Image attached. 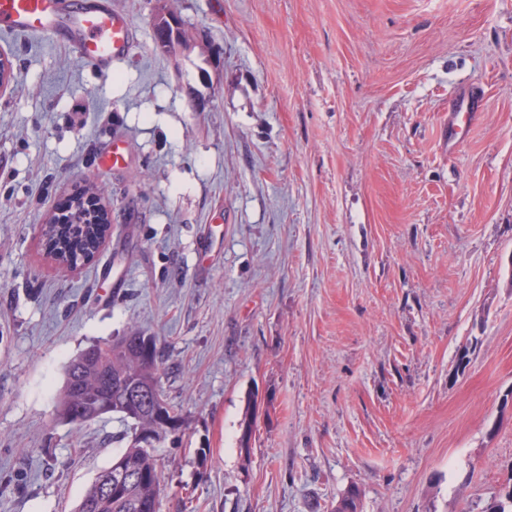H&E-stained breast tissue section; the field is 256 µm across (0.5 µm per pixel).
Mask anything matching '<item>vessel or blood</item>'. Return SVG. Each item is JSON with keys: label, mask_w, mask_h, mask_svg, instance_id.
Returning <instances> with one entry per match:
<instances>
[{"label": "vessel or blood", "mask_w": 512, "mask_h": 512, "mask_svg": "<svg viewBox=\"0 0 512 512\" xmlns=\"http://www.w3.org/2000/svg\"><path fill=\"white\" fill-rule=\"evenodd\" d=\"M37 34L73 50L90 69L111 72L133 46L127 16L112 0H0V34Z\"/></svg>", "instance_id": "b4317fda"}]
</instances>
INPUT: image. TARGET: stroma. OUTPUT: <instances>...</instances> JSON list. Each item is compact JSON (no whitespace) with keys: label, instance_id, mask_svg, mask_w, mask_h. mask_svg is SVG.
<instances>
[{"label":"stroma","instance_id":"1","mask_svg":"<svg viewBox=\"0 0 512 512\" xmlns=\"http://www.w3.org/2000/svg\"><path fill=\"white\" fill-rule=\"evenodd\" d=\"M112 8L135 40L109 74L0 34V512H76L124 450L120 418L55 403L132 328L187 418L162 512L352 486L363 512H480L512 475V0ZM167 12L192 49H157ZM80 192L112 227L65 271L40 226Z\"/></svg>","mask_w":512,"mask_h":512}]
</instances>
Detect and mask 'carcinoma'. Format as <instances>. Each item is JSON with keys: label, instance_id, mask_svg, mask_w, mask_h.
Listing matches in <instances>:
<instances>
[{"label": "carcinoma", "instance_id": "carcinoma-1", "mask_svg": "<svg viewBox=\"0 0 512 512\" xmlns=\"http://www.w3.org/2000/svg\"><path fill=\"white\" fill-rule=\"evenodd\" d=\"M100 217L82 203L77 212H71L66 231L52 225L45 232L50 252L80 261L98 241L95 223ZM118 354L109 356L87 348L67 366L65 382L57 397L56 418L67 424L82 426L91 421L89 409L105 408L129 426L130 440L118 456L130 474L124 479L120 492L104 491L105 480L117 468L102 470L83 496L76 512H161L164 493L163 464L156 449L145 448L138 439V431L153 425L161 416L172 422L171 427L154 429L158 442L180 438L186 424L185 417L168 403L146 404L142 398L161 387V362L157 341L133 329L125 336L110 342ZM332 512H361V495L357 488L341 494L332 505Z\"/></svg>", "mask_w": 512, "mask_h": 512}]
</instances>
